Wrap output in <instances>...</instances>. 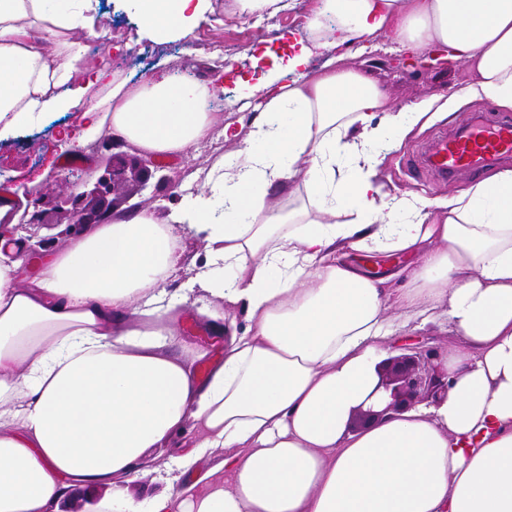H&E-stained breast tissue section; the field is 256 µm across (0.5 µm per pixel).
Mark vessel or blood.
Here are the masks:
<instances>
[{"mask_svg": "<svg viewBox=\"0 0 512 512\" xmlns=\"http://www.w3.org/2000/svg\"><path fill=\"white\" fill-rule=\"evenodd\" d=\"M416 170L443 183L477 177L489 167L512 162V115H471L414 150Z\"/></svg>", "mask_w": 512, "mask_h": 512, "instance_id": "obj_1", "label": "vessel or blood"}]
</instances>
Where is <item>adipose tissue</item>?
<instances>
[{"mask_svg":"<svg viewBox=\"0 0 512 512\" xmlns=\"http://www.w3.org/2000/svg\"><path fill=\"white\" fill-rule=\"evenodd\" d=\"M138 37H185L210 0H129ZM100 0H0V140L59 113L67 147L112 127L140 155L209 138L216 89L168 72L136 88L86 69L67 35L92 30ZM42 38H35L33 28ZM306 37L244 95L261 110L225 138L238 154L191 174L164 224L117 212L61 252L28 262L0 239V512H61L107 488L92 512H512V170L445 198L383 192L386 151L464 99L512 110V0H319ZM393 33L469 65L460 92L403 106L349 66ZM324 63L316 76L314 58ZM103 97H90L94 86ZM303 196L271 211L270 195ZM204 234L186 267L173 227ZM409 265L367 275L354 256ZM240 314L204 312L224 357L179 336L194 291ZM459 339L448 393L387 411L377 370L391 339L436 321ZM401 310L391 318L390 307ZM384 417L355 429L361 408ZM194 423L179 470L215 464L158 493L128 486Z\"/></svg>","mask_w":512,"mask_h":512,"instance_id":"adipose-tissue-1","label":"adipose tissue"}]
</instances>
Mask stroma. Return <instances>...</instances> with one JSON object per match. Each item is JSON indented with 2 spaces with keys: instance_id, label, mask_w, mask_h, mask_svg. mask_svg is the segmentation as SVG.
Returning <instances> with one entry per match:
<instances>
[{
  "instance_id": "stroma-1",
  "label": "stroma",
  "mask_w": 512,
  "mask_h": 512,
  "mask_svg": "<svg viewBox=\"0 0 512 512\" xmlns=\"http://www.w3.org/2000/svg\"><path fill=\"white\" fill-rule=\"evenodd\" d=\"M211 8L207 21L191 35L180 39H138L133 17L123 11L101 14L95 21L93 32L78 30L69 35L70 41L78 44L86 45L95 39L103 41L110 52L117 48L126 51L138 47L140 56L136 64L126 70L132 84L141 83L157 70L169 69L201 83L217 80L223 87L219 100L210 108L213 118L211 138L184 153L159 156L160 167L153 171L146 189L136 194L131 183H122L112 197L114 208L124 209L139 203L157 218H168L186 190L201 191V184L188 182L192 172L208 167L215 156L241 148L240 143L225 141L222 134L224 125L230 119L249 117L261 99L257 96L243 98L236 79L251 77L256 60L270 62L272 55L284 53L287 46L263 32L262 17L241 12L237 0H211ZM376 42V52L352 58L350 64L383 85L393 103H415L434 95L458 91L471 79L468 67L463 64L446 70L431 66L389 68L383 65L382 60L394 47L395 36L383 34L377 37ZM211 43L222 45L223 53L208 51L207 46ZM77 120L78 115L74 112L55 115L39 126L22 128L9 140L0 141V184L9 181L18 192L42 195L48 219L47 225L38 229L16 223L15 237L25 239L31 245L43 237L53 238V249L57 252L69 243L61 222L65 200L71 191L64 182L65 175H72L80 190L84 191L90 189L105 167L113 162L110 153L101 152L92 144L88 146L79 169L71 173L64 168L65 155L59 147L60 132L64 126ZM456 121L453 115L439 120L423 133L406 140L401 148L391 151L377 175L383 190L428 198L443 197L451 192V185L426 176L415 177L408 168L407 152L429 142L439 131ZM196 299V304L186 307L181 316L180 334L190 343L207 349L211 358H221L224 354L223 340L204 330V319L198 313L199 308L214 307L216 301L202 293L197 294Z\"/></svg>"
}]
</instances>
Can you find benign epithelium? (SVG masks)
Instances as JSON below:
<instances>
[{"label":"benign epithelium","instance_id":"7a95c632","mask_svg":"<svg viewBox=\"0 0 512 512\" xmlns=\"http://www.w3.org/2000/svg\"><path fill=\"white\" fill-rule=\"evenodd\" d=\"M137 164L139 189L143 190L152 176L151 168L158 169L160 165L152 158H141ZM123 176V169L108 168L96 179L92 189L70 194V208L64 211L69 233L77 234L88 224H105L112 219L108 198ZM25 200L24 215L29 217L28 224L37 227L47 224L43 197L27 194ZM441 359L440 350L420 347L411 356H399L383 362L379 366L377 388L389 393L390 402L380 412L371 409L359 411L353 419V426L361 427L389 411L404 410L421 392L435 399L445 394L448 391V374L442 371Z\"/></svg>","mask_w":512,"mask_h":512}]
</instances>
